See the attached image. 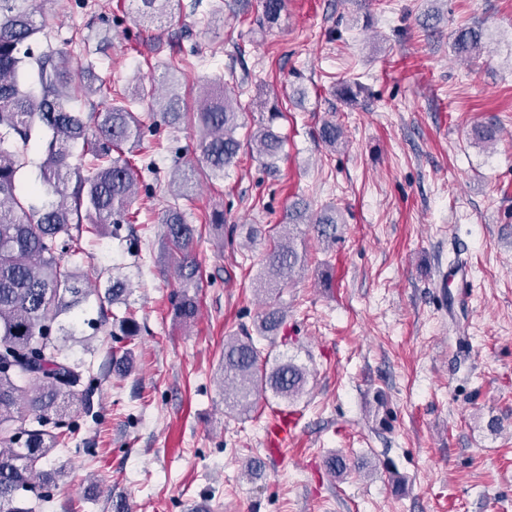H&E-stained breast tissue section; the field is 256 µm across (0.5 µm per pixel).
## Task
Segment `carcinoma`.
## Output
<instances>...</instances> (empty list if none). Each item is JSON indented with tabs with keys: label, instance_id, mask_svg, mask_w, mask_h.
<instances>
[{
	"label": "carcinoma",
	"instance_id": "carcinoma-1",
	"mask_svg": "<svg viewBox=\"0 0 512 512\" xmlns=\"http://www.w3.org/2000/svg\"><path fill=\"white\" fill-rule=\"evenodd\" d=\"M26 2L0 0V512H41L65 475V467L53 463V453L75 433L70 407L80 401L85 412L92 410L91 364L70 352L82 327L94 336L111 327L114 371L125 373L132 362L127 345L141 326L132 313L111 311L127 305L129 278L118 272L99 287L91 282V270L75 258L84 253L86 238L98 235L106 223L112 225V237L122 239L124 226L135 221L130 207L139 186L149 187L148 177L159 182L153 161L131 157L146 133L158 132L133 105L147 99L164 126L196 129V158L212 179L224 178L245 147L273 170L283 147L274 130L278 112L269 113L267 123L246 141L237 137L243 107L219 79L206 87L203 100L190 112L174 86L161 97L143 87L130 96L112 97L90 59L82 75L88 83L76 82L71 70L74 40L39 44L36 35L45 22H37ZM138 2L140 17L151 22L179 6V0ZM284 8V0H261L258 25L277 26ZM483 38L481 26H462L455 32L454 52L471 59L480 53ZM81 92L102 97L92 123L73 107ZM37 128L43 136L38 183L32 189L40 199L36 205L16 195L15 175L22 162L13 144H28ZM318 137L334 147L344 140V130L326 121ZM78 147L80 162L74 164ZM161 223L185 287L171 295V307L190 323L199 304L186 289L199 287L201 281L194 255L196 228L177 203L166 206ZM302 224L329 248L341 220L335 206L314 212L301 199L288 207L282 223L268 228L270 244L260 258L256 289L265 301L255 331L242 326L224 337V407L236 415L251 414L261 393L269 391L289 404L307 391L305 365L291 358L271 360L258 344L260 338L276 337L287 318L279 295L293 285L305 263L295 244Z\"/></svg>",
	"mask_w": 512,
	"mask_h": 512
}]
</instances>
